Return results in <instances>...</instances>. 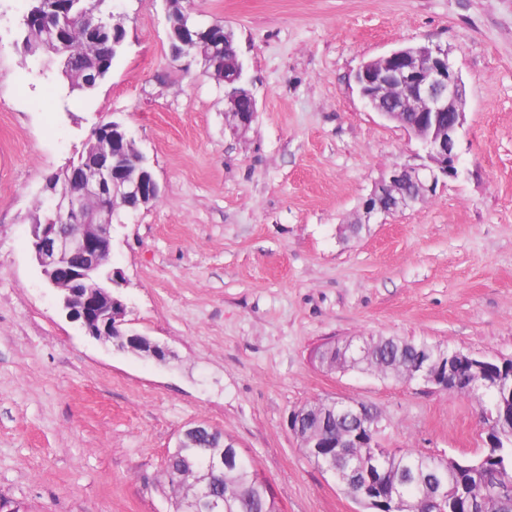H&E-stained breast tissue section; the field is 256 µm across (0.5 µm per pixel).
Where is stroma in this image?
I'll use <instances>...</instances> for the list:
<instances>
[{
	"instance_id": "stroma-1",
	"label": "stroma",
	"mask_w": 512,
	"mask_h": 512,
	"mask_svg": "<svg viewBox=\"0 0 512 512\" xmlns=\"http://www.w3.org/2000/svg\"><path fill=\"white\" fill-rule=\"evenodd\" d=\"M127 38L106 79L70 91L22 47L29 0H0V499L23 512H172L178 434L222 429L282 512H365L309 461L293 410L377 407L378 444L438 458L483 450L482 401L322 369L323 344L400 336L512 358V0H189L234 33L257 116L224 130V86L172 60L165 0H114ZM445 50L466 85L456 174L355 236L375 185L427 157L360 95L361 65L404 45ZM118 120L159 199L123 211L110 262L127 318L176 358L87 336L29 240L47 176Z\"/></svg>"
}]
</instances>
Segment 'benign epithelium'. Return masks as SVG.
Masks as SVG:
<instances>
[{"label": "benign epithelium", "instance_id": "obj_1", "mask_svg": "<svg viewBox=\"0 0 512 512\" xmlns=\"http://www.w3.org/2000/svg\"><path fill=\"white\" fill-rule=\"evenodd\" d=\"M193 17L185 10L182 21L170 22L169 52L182 57L193 47L189 36ZM210 66L218 81L228 87L225 95V127L233 134L246 130L255 120V99L240 82L243 65L232 68L211 53ZM360 94L367 105L385 119L400 124L422 144L433 166H396L388 179L379 183L363 205L364 222L378 214L405 209L421 200L440 178L456 173V142L465 122V84L448 64V55L429 45H412L393 50L365 62L357 73ZM397 85L404 96L396 104L381 106L383 89ZM86 154L105 158L106 164L91 170L68 167L76 187H45L48 218L32 225L31 247L43 276L57 292L69 319L84 331L104 341L118 339L120 345L144 352L157 361L172 354L168 348L139 333L123 330L126 307L114 296V274L106 264L112 249V218L120 208L136 199L146 206L161 194V188L145 157L123 126L117 122L96 129ZM469 363L474 374L484 358L454 351L451 356L427 353L420 372L407 373L438 389L453 372V360ZM336 411L365 420L376 428L380 417L366 415L359 404L336 401ZM203 504L207 512H222L223 495L206 486L191 507Z\"/></svg>", "mask_w": 512, "mask_h": 512}]
</instances>
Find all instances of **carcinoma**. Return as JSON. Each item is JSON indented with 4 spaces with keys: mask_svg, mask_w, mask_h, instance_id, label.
Instances as JSON below:
<instances>
[{
    "mask_svg": "<svg viewBox=\"0 0 512 512\" xmlns=\"http://www.w3.org/2000/svg\"><path fill=\"white\" fill-rule=\"evenodd\" d=\"M108 0H61V5L72 16V25L82 24L85 13L92 9L99 16L109 13ZM49 10L40 0L28 10L31 20L23 24V43L29 52L46 51L59 65L72 64L84 69L97 60L105 69L112 68L116 55L112 54V27L107 26L89 38L69 36L48 42L46 31L51 24ZM430 344L424 341L385 336L378 339H346L337 344L328 343L316 353L319 364L330 370L336 368L340 357L349 353L363 356L358 368L384 377L400 379L420 362ZM512 374V366L501 371L499 365L489 366L482 391L489 397V406L482 413L499 412L512 416V403L498 402L497 380ZM292 420L300 422V449L305 456L322 469L336 470L335 477H346L345 489L352 493L357 484L375 470L386 489L396 488L406 499V512H433L424 495L423 483L435 481L443 494L447 512H512V497L492 500L487 492L505 480L512 481V435L495 430L496 446L487 449L489 460H457L425 456L414 451L396 452L387 448H349L354 439L377 440L378 433H370L347 417L336 420V408L326 401L310 402L298 408ZM314 435L320 448L309 452V435ZM232 453L224 461V470L210 471L205 462L220 453ZM201 484L211 483L224 494V512H281L270 484L262 478L254 464L239 455L235 442L218 429L205 426V431L187 442L178 437L177 445L168 451L163 471L164 483L174 497L175 512H185L188 497L184 495L186 473Z\"/></svg>",
    "mask_w": 512,
    "mask_h": 512,
    "instance_id": "obj_1",
    "label": "carcinoma"
}]
</instances>
